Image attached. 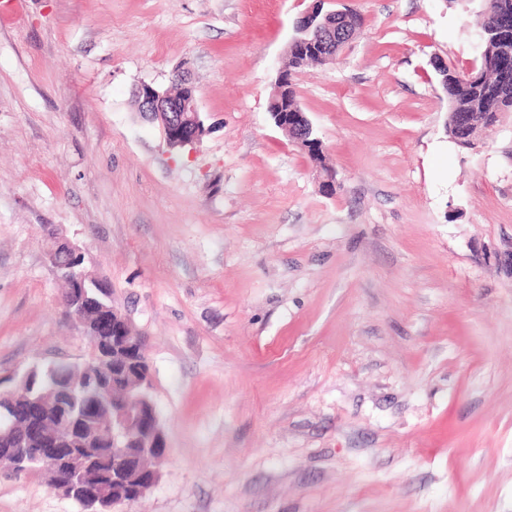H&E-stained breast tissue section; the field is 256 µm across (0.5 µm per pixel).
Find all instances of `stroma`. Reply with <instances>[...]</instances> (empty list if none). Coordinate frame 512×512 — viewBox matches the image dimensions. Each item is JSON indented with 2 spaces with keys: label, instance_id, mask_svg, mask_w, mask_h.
Returning a JSON list of instances; mask_svg holds the SVG:
<instances>
[{
  "label": "stroma",
  "instance_id": "1",
  "mask_svg": "<svg viewBox=\"0 0 512 512\" xmlns=\"http://www.w3.org/2000/svg\"><path fill=\"white\" fill-rule=\"evenodd\" d=\"M311 0H21L0 14V372L83 362L47 254H84L145 340L167 459L129 512H512V112L445 131L480 0H341L292 76L336 174L269 104ZM189 71L169 149L131 91ZM0 512H83L0 468Z\"/></svg>",
  "mask_w": 512,
  "mask_h": 512
}]
</instances>
